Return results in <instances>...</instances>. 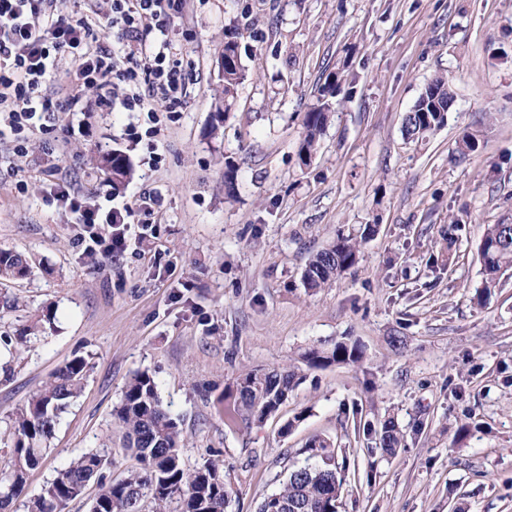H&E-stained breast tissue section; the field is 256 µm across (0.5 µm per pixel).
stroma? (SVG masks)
I'll return each instance as SVG.
<instances>
[{
    "label": "stroma",
    "mask_w": 512,
    "mask_h": 512,
    "mask_svg": "<svg viewBox=\"0 0 512 512\" xmlns=\"http://www.w3.org/2000/svg\"><path fill=\"white\" fill-rule=\"evenodd\" d=\"M175 28L198 81L156 134L135 112H59L25 152L0 139V249L32 266L0 284L16 302L0 308V335L54 315L0 381V469L14 446L9 416L81 356L93 370L24 499L104 442L106 477L124 476L132 459L114 410L145 371L180 422L185 467L223 460L227 512H257L317 435L350 451L339 512H512V272L473 302L484 227L512 224V0H188ZM231 31L244 78L214 135ZM336 71L347 77L336 112L302 165L304 114ZM439 74L455 93L446 124L406 140L403 116ZM465 131L480 147L464 156ZM105 153L131 165L119 189L97 165ZM52 173L86 194L111 190L120 210L155 189V222L129 224L124 255L95 265L75 246L82 226L43 198ZM363 224L378 231L358 264L303 288L310 257ZM341 339L363 362L307 371L262 424L231 420L240 375ZM387 416L407 440L393 456L365 428Z\"/></svg>",
    "instance_id": "stroma-1"
}]
</instances>
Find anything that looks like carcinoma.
<instances>
[{
    "instance_id": "carcinoma-1",
    "label": "carcinoma",
    "mask_w": 512,
    "mask_h": 512,
    "mask_svg": "<svg viewBox=\"0 0 512 512\" xmlns=\"http://www.w3.org/2000/svg\"><path fill=\"white\" fill-rule=\"evenodd\" d=\"M224 57L231 59L233 65L224 68V84L212 115L214 134L224 127L228 114L235 109L238 86L244 76L239 44L232 33L224 35ZM342 83L341 72L330 75L319 88L317 103L305 112L299 154L308 160L316 153L330 114L335 111L333 99L340 93ZM454 102L448 79L443 75L435 77L406 113L405 137L417 141L440 129ZM100 164L112 175L114 189L130 173L129 162L120 154H104ZM375 232L376 225L366 224L358 236L338 234L328 247L310 257L302 274L303 286L323 288L354 267L359 262L361 243ZM479 253L483 263L482 286L477 296L480 304L499 286L502 274L512 269V224L487 225ZM30 272L26 255L0 250L1 281L20 280ZM0 342L9 354V360L0 366L8 379L11 360L28 343V333L22 331L15 337L6 334ZM363 359L362 348L348 341H338L330 349L311 348L299 355V362L309 369L357 364ZM90 369L85 358H73L13 413L10 429L15 444L8 468L0 470V512H8L22 495L27 471L42 460L60 414L80 394ZM300 379V368L293 363L264 372H248L236 381L235 392L229 393L234 398V411L248 424L261 423L278 412ZM116 415L125 431L124 448L135 460L126 475L117 481H105L102 471L111 464L107 449L86 452L28 500L27 512H64L66 503L82 496L93 478L97 479L98 492L90 512H140L144 500L150 501L152 512H170L176 497L179 512H226L230 488L224 482L223 465L208 459L193 470L184 468L182 430L163 407L153 376L141 372L127 383ZM380 445L390 455L406 447L404 434L390 418L381 423ZM303 453L315 464L291 469L281 487L260 503L258 512H337L349 471L346 449L336 447L326 436H315L306 443Z\"/></svg>"
}]
</instances>
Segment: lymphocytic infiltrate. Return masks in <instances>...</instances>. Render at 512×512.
<instances>
[{"instance_id":"1","label":"lymphocytic infiltrate","mask_w":512,"mask_h":512,"mask_svg":"<svg viewBox=\"0 0 512 512\" xmlns=\"http://www.w3.org/2000/svg\"><path fill=\"white\" fill-rule=\"evenodd\" d=\"M101 17L63 13L57 0H0V120L15 138L50 132L54 112L111 111L120 95L124 111L141 112L157 124L163 112L183 109L192 82V66L173 43V22L186 0H107ZM58 77L65 94L51 100L43 88ZM97 88L95 100L82 90ZM49 194L72 223L88 228L80 243L109 261L125 251L115 225L126 216L153 221L154 190H142L126 211L103 209L63 180L51 181ZM107 224L111 233H96Z\"/></svg>"}]
</instances>
